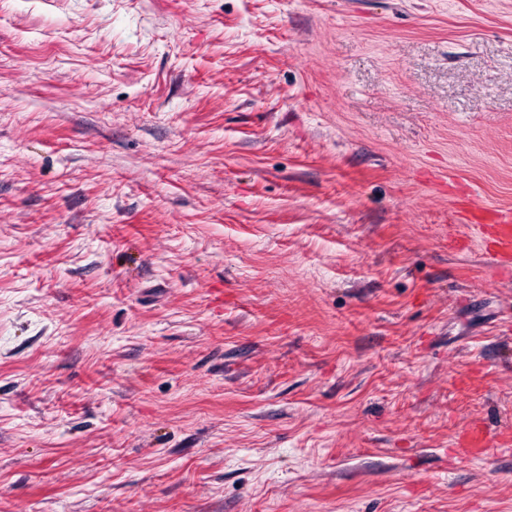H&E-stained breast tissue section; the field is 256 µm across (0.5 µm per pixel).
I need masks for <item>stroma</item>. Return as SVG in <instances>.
<instances>
[{
  "instance_id": "35a3bbf8",
  "label": "stroma",
  "mask_w": 512,
  "mask_h": 512,
  "mask_svg": "<svg viewBox=\"0 0 512 512\" xmlns=\"http://www.w3.org/2000/svg\"><path fill=\"white\" fill-rule=\"evenodd\" d=\"M465 196L512 0H0V512H512Z\"/></svg>"
}]
</instances>
